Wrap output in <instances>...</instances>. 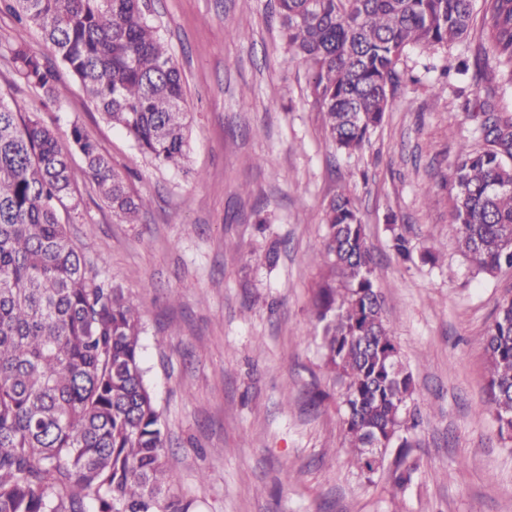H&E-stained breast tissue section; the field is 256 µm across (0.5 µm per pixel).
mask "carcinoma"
I'll return each instance as SVG.
<instances>
[{"label":"carcinoma","mask_w":512,"mask_h":512,"mask_svg":"<svg viewBox=\"0 0 512 512\" xmlns=\"http://www.w3.org/2000/svg\"><path fill=\"white\" fill-rule=\"evenodd\" d=\"M39 28L101 114L161 165L188 158L181 74L143 0H12ZM474 0H276L289 56L307 66L324 130L337 150L361 151L394 104L395 67L410 47L434 49L468 31ZM482 31L512 84V0H483ZM15 73L54 99L62 91L24 43L9 46ZM488 147L461 148L454 165L457 247L477 272L512 270V123L490 115ZM104 203L127 224L145 202L96 143L73 126L61 140L0 100V512H189L169 493L166 436L142 367V323L123 290L97 279L59 209L79 205L71 152ZM313 318L326 365L342 384L344 435L364 476L399 449L408 461L414 386L384 316L364 224L344 192L325 208ZM392 247L410 240L389 225ZM487 400L500 436L512 434V298L487 330Z\"/></svg>","instance_id":"cac0c4a2"}]
</instances>
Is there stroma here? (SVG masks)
<instances>
[{
    "mask_svg": "<svg viewBox=\"0 0 512 512\" xmlns=\"http://www.w3.org/2000/svg\"><path fill=\"white\" fill-rule=\"evenodd\" d=\"M147 13L184 81L183 168L141 154L40 31L1 5L0 99L59 137L80 126L146 202L139 223H123L73 153L81 204L61 221L99 279L142 312L173 494L193 512H512V442L499 438L487 403L484 348L512 271L478 274L451 216L460 145L483 148L487 109L512 119V87L484 48L480 20L464 41L402 54L393 107L348 157L324 133L305 66L288 57L274 0H149ZM238 27L246 39L230 38ZM16 42L51 68L63 97L17 77L7 53ZM461 59L466 74L448 71ZM343 191L385 270V316L414 378L408 437L419 469L402 491L395 451L370 479L352 465L339 386L314 329L323 209ZM392 223L405 226L412 261L396 258ZM427 250L436 265L422 262ZM318 391L326 398L314 410Z\"/></svg>",
    "mask_w": 512,
    "mask_h": 512,
    "instance_id": "35a3bbf8",
    "label": "stroma"
}]
</instances>
